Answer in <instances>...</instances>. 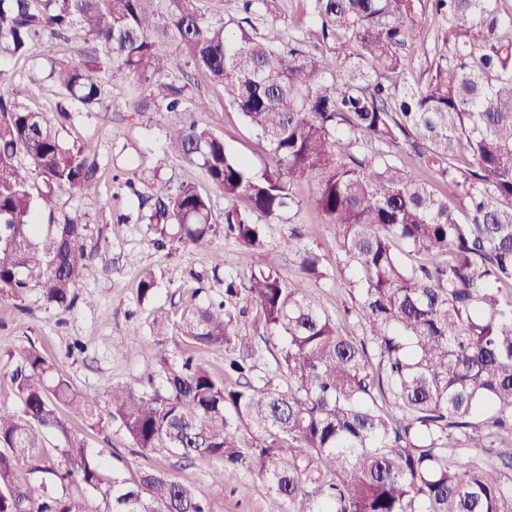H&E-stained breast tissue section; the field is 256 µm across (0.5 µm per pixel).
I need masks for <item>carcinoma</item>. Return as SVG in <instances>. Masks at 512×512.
Returning a JSON list of instances; mask_svg holds the SVG:
<instances>
[{
	"label": "carcinoma",
	"mask_w": 512,
	"mask_h": 512,
	"mask_svg": "<svg viewBox=\"0 0 512 512\" xmlns=\"http://www.w3.org/2000/svg\"><path fill=\"white\" fill-rule=\"evenodd\" d=\"M311 26L275 45L241 32L198 0H0V60L80 30L92 47L51 61L47 80L89 112L109 81L149 89L138 109L183 107L161 80L159 44L174 43L193 67L224 84L230 105L269 148L255 172L224 141L191 120L171 127L167 148L200 168L224 193V234L264 248L262 224L300 209L294 186L313 182L314 204L333 228L345 268L356 277L360 337L320 310L305 280L320 258H301L303 276L257 267L224 281V299L184 314L178 336L193 348H222L215 377L184 352L161 357L159 388L114 385L103 396L55 375L31 347L11 380L16 410L0 409V512H211L207 501L154 469L134 479L70 435L63 413L93 426L119 422L143 455L161 448L221 463L219 481L242 470L261 476L284 512H512V484L477 454L512 437V13L505 0H309ZM246 14L273 13L276 0H240ZM441 21L427 82L405 80L426 9ZM332 42L315 55L312 43ZM29 84L0 69V297L39 287L69 310L96 273L86 259L88 225L76 210L40 233L65 190L90 193L99 166L66 145L69 113L17 105ZM404 141L460 197L398 166L389 147ZM469 155V167L457 166ZM25 158L42 178L28 180ZM150 219L172 239L211 243L210 201L194 183L152 188ZM424 257L404 263L395 251ZM281 346L285 385L260 367L262 348L245 327L247 306ZM47 432L62 436L59 461L43 464ZM28 467L43 477L24 483ZM76 482L97 500L69 495Z\"/></svg>",
	"instance_id": "cac0c4a2"
}]
</instances>
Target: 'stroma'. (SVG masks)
Returning <instances> with one entry per match:
<instances>
[{"instance_id": "stroma-1", "label": "stroma", "mask_w": 512, "mask_h": 512, "mask_svg": "<svg viewBox=\"0 0 512 512\" xmlns=\"http://www.w3.org/2000/svg\"><path fill=\"white\" fill-rule=\"evenodd\" d=\"M277 4L275 14L251 16L245 26L239 0L199 2L209 16L224 19L233 34L243 28L276 42L309 27L306 0H277ZM73 47L70 41L39 43L27 56L0 62V67L24 78L45 69L49 61L66 58ZM163 50L171 60L168 78L183 86L186 100L202 98L209 104L207 111L195 113V121L222 138L227 152L246 158L255 170H263L266 146L227 103L223 85L187 64L174 45L164 44ZM145 94L144 86L134 80L111 83L100 108L89 114L79 112L75 103L66 102L46 83L32 85L22 100L23 106L34 112L52 113L59 104H66L72 118L61 131L64 141L81 147L99 165L96 193L60 194L55 210L59 218L74 209L84 214L89 227L86 255L97 274L85 281L79 300L66 313L47 304L36 287L17 301L0 298L2 408L19 404L11 371L19 353L30 347L51 358L59 375L81 391L101 394L116 384L146 386L148 374L158 373L161 356L176 357L186 349L175 331L154 336L155 313L178 322L185 310L222 298L225 278L257 266H278L284 254L293 260L286 271L290 277L299 275L297 262L303 255H319L323 275L308 280L311 299L352 332L361 330L357 295L346 285L351 274L340 262L330 225L313 205L314 184L297 188L301 209L295 217L264 225L265 246L259 252H251L221 234L205 248L171 242L157 246L155 225L142 220L138 209L139 199L148 198L155 183L166 181L175 187L193 179L209 198L216 224L224 221L226 202L200 169L187 165L166 148V132L183 121L182 113L156 106L145 112L132 109V101ZM148 273L155 286L152 295L144 299L139 284ZM135 327L140 330L136 336L131 333ZM76 343L82 345V352L70 353V346ZM66 421L71 435L92 451H104L109 466L124 476H134L149 467L168 473L208 499L213 512L277 510L267 483L256 474L243 471L221 482L215 477L220 468L215 460H187L165 450L144 456L118 422L108 420L92 428L72 415Z\"/></svg>"}]
</instances>
